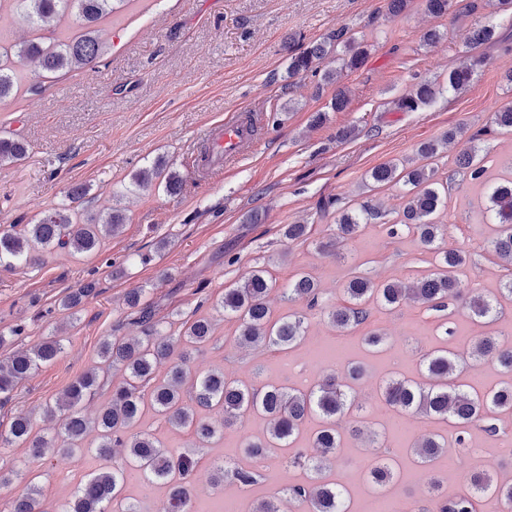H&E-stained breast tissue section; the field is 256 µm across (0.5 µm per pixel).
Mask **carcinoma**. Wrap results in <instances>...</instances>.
<instances>
[{
	"label": "carcinoma",
	"mask_w": 512,
	"mask_h": 512,
	"mask_svg": "<svg viewBox=\"0 0 512 512\" xmlns=\"http://www.w3.org/2000/svg\"><path fill=\"white\" fill-rule=\"evenodd\" d=\"M17 8L34 31V37L11 48L0 47V100L11 94L14 87V64L25 60L38 61L42 78L51 81L62 72L83 68L100 60L104 50L96 26L124 0H14ZM72 14L79 27L76 34L64 39L52 37L55 22ZM498 38L496 24L488 22L468 33L466 45L493 43ZM343 46L339 68L323 74L327 83H335L345 70L353 71L365 63L368 45L359 41L346 27L336 29L322 41H314L304 49L288 53V75L315 73L328 55ZM483 63L480 56L469 60L448 74V91L465 92L473 83L476 70ZM437 89L432 82H421L415 89L401 96L396 109L416 112L430 103ZM462 127H453L436 140L419 146L425 159L439 156L441 146L453 142ZM512 134V105L493 112L490 125L478 130L471 140L482 141L490 133ZM29 153L27 143L20 138L0 139V164L24 160ZM456 172L472 181L484 180V157L473 145L455 159ZM369 178L377 185H400L406 203L402 219L390 225L394 236L403 229L416 233L425 250L434 256L435 270L410 284L377 283L370 278L353 274L343 285L340 303H319L320 288L313 275L298 272L284 288V298L308 301L309 307L319 308L332 327L346 334L368 325L372 309L397 308L409 302L423 304L428 309L443 312L448 301L460 307L474 319L491 325L500 313V298H512V179H504L488 186L486 212L496 224V235L491 241V253L505 262L502 288L496 294H486L466 287L458 272L471 260L459 249L444 248L440 241L447 232L437 220L439 208L448 199L450 182L438 177V169L428 164L406 167L396 162L374 167ZM133 185L141 190L153 186L174 194L182 185V177L169 172L157 160L133 175ZM336 207V232L317 244L321 253L336 256L339 245L359 232L361 225L381 218L372 199L365 198L352 207L339 206V199H329L323 207ZM126 224V215L110 209L97 220L84 224L76 213L64 205L48 210L33 224L20 230L0 232V266L15 267L33 260L37 249L66 250L70 253L93 252L102 238L112 236ZM306 224L281 225L282 236L289 241L309 239ZM275 282L265 267H254L244 273L236 286L224 289L217 301L224 318L238 323L235 341L240 346L272 349L283 356L300 345L307 333L306 317L288 313L276 321L270 320L266 297ZM94 290L88 285L70 293L62 302V309L70 311ZM144 289L127 295V304L138 313V324L143 340L127 342L117 337H105L99 347L103 363L123 371L122 380L112 386L109 400L95 418L82 415L80 405L100 386L99 375L85 372L73 379L46 412L55 417L58 433L47 437L34 431L30 415L19 413L11 421L3 437L7 445L24 446L35 456H45L57 450L70 454L77 451H95L110 460L114 449H125L122 462L105 465L91 473L79 484L69 502L68 512H138L136 504L127 495L136 483L145 489L162 484L168 489L165 512H193L192 475L199 463V452L224 439V430L250 414L262 415L266 433L257 439H248L238 449L249 460V466L238 465L235 458L224 459L217 470L221 476L242 487L257 484L268 468L270 449L293 448L309 420L318 422L309 437V447L316 455H297L295 462L316 474L314 481L305 484L283 482L282 489L273 496L253 504L251 512H290L294 503L306 507V512H350L345 499V488L327 481L323 473L336 462L342 447L339 421L354 407L355 397L349 381L356 380L362 368L349 365L347 371L326 372L304 385L286 382H267L260 386L233 379L222 368L205 372L190 366L192 352L209 345L213 323L206 317L188 318L177 334H167L154 320L150 306L144 301ZM62 352V344L49 339L33 351H15L0 355V402L8 399L17 385L35 376L47 363ZM169 364L168 379L156 383L154 376L159 365ZM490 364L508 376L494 386L473 392L461 381L462 371L470 365ZM512 345H505L492 335L476 339L470 347L458 351L437 348L423 355L421 379L389 377L380 387V401L396 415H424L458 430L457 442H464V434L471 427L493 414L512 416ZM162 418L172 432H186L195 444L187 447L167 446L155 434L135 430L146 411ZM448 451L447 443L439 436L426 435L415 440L410 454L424 468L442 459ZM392 463L376 461L366 469L371 489L383 495L396 482ZM468 491L447 496L440 482L430 483L432 512H476V505L485 498L499 504V512H512V482L502 483L477 467L466 473ZM7 512H47L36 483H29L25 493L15 497Z\"/></svg>",
	"instance_id": "1"
}]
</instances>
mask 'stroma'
I'll return each mask as SVG.
<instances>
[{
  "label": "stroma",
  "mask_w": 512,
  "mask_h": 512,
  "mask_svg": "<svg viewBox=\"0 0 512 512\" xmlns=\"http://www.w3.org/2000/svg\"><path fill=\"white\" fill-rule=\"evenodd\" d=\"M489 19L498 26L497 42L476 47L484 65L469 90L448 93V73L463 55L466 35ZM342 26L364 39L369 56L362 68L345 74L350 102L338 112L332 107L335 85L309 73L289 76L287 68L289 49ZM97 29L105 49L100 62L48 84L33 62H22L12 93L0 101V138L18 135L29 145L23 165H0L1 229L32 223L65 202L76 183L90 187L73 205L79 217L113 206L129 217L94 252L39 251L31 264L0 268V334L8 337V350L29 349L50 337L63 345L53 362L0 404V431H7L19 413L32 415L36 431H53L45 406L74 378L100 367L104 337L138 335L125 297L144 288L147 302L171 331L193 316L212 320V342L192 355L197 369L220 367L245 382L259 377L292 382L302 373L314 378L360 363L364 373L352 384L358 414L381 445L372 448L344 437L330 474L354 493L362 491L367 466L387 457L401 472L392 491L395 500L405 512H429L426 482L416 478L408 452L412 438L428 433L443 434L449 452L464 464L512 478V458L502 452L512 448V420L502 419L493 439L471 428L461 447L455 430L414 415L404 418L411 435L401 440L393 413L379 400V386L390 371L417 376L422 356L434 346L460 349L488 332L512 343V302L502 301L500 317L490 326L462 312L446 321L415 304L375 310L370 326L387 336L383 352L375 354L365 350L361 332L338 337L326 318L308 311L304 301L284 300L281 290L305 270L318 281L326 302L334 303L341 301V285L353 272L382 282L413 281L429 273L432 256L413 232L395 237L387 232L388 224L401 218L402 190L374 186L368 174L394 159L421 164L420 142L460 125L463 134L436 161L440 176L454 178L439 220L448 227L446 246L471 255L460 273L463 283L496 292L503 270L485 250L496 229L480 213L485 187L457 175L454 158L495 110L512 104V91L501 82L512 71V14L492 13L472 0H455L442 17L425 11L421 0H412L397 17L389 14L386 0H125ZM431 29L442 37L423 45L421 37ZM424 80L439 86L436 98L419 111H397L396 99ZM237 109L269 119L255 151L209 178L195 177L189 163L205 146L211 125ZM160 156L184 176L182 191L133 190V174ZM366 196L381 204L384 222L365 225L348 242L344 259L319 253L316 241L336 224L335 210H320L319 200L337 197L349 206ZM254 213L255 224L249 220ZM297 222L311 225L310 240L282 237L281 225ZM256 265L267 266L277 282L267 298L272 315L295 311L308 318V340L286 362L269 351L238 348L236 322L214 308L223 290ZM88 283L94 290L75 315L62 311L64 296ZM336 339L346 346L342 359L311 358V341ZM263 428L260 418L244 419L226 430L218 447L208 449L194 477L201 512L218 476L212 459L236 452ZM98 464L87 452L50 462L0 443V467L21 472L0 486V512L34 474L53 510Z\"/></svg>",
  "instance_id": "1"
}]
</instances>
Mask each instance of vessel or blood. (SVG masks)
Returning <instances> with one entry per match:
<instances>
[{
	"mask_svg": "<svg viewBox=\"0 0 512 512\" xmlns=\"http://www.w3.org/2000/svg\"><path fill=\"white\" fill-rule=\"evenodd\" d=\"M265 117L258 112H235L215 122L205 149L193 161V172L204 176L254 151Z\"/></svg>",
	"mask_w": 512,
	"mask_h": 512,
	"instance_id": "vessel-or-blood-1",
	"label": "vessel or blood"
}]
</instances>
